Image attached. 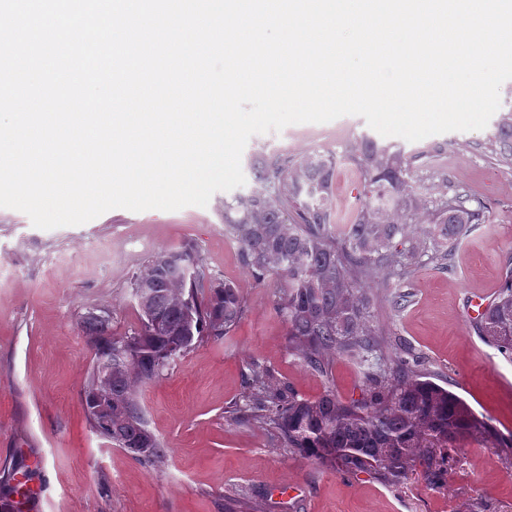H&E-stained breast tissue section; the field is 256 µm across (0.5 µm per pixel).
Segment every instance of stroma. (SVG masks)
<instances>
[{
    "label": "stroma",
    "instance_id": "1",
    "mask_svg": "<svg viewBox=\"0 0 512 512\" xmlns=\"http://www.w3.org/2000/svg\"><path fill=\"white\" fill-rule=\"evenodd\" d=\"M340 127L349 135L337 137ZM321 129L322 138L291 144L280 132L251 137L241 159L246 188L255 185L257 156L284 149L340 154L369 127L346 115ZM494 131L490 125L416 142L395 138V145L420 154L416 186L447 180L484 217L469 225L449 268L423 257L409 281L381 289L376 325L385 350L420 357L433 381L508 435L512 360L481 340L467 314L471 295L497 292L512 274V167L493 156ZM361 193L353 165L341 164L331 195L339 223L348 222ZM233 197L220 191L207 207L177 211L113 209L52 230L0 208V512L18 497L16 472L42 488L41 512H227L229 495L261 502L263 512H468L474 503L484 512H512L510 449L466 440L452 453L446 488L433 489L417 471L395 488L372 472L342 475L302 458L281 447L266 424L235 416L253 368L300 397L314 400L331 389L344 401L360 398L366 368L339 357L322 376L300 362L273 308L275 279H257L224 233V203ZM132 238L150 241L151 250L194 243L210 272L233 283L245 302L243 319L223 341L197 345L142 389L149 427L167 450L155 468L108 446L89 428L82 405L94 352L80 318L90 307H105L114 335L138 328L130 281L151 252L116 267L90 245Z\"/></svg>",
    "mask_w": 512,
    "mask_h": 512
}]
</instances>
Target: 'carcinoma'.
Returning a JSON list of instances; mask_svg holds the SVG:
<instances>
[{"label":"carcinoma","mask_w":512,"mask_h":512,"mask_svg":"<svg viewBox=\"0 0 512 512\" xmlns=\"http://www.w3.org/2000/svg\"><path fill=\"white\" fill-rule=\"evenodd\" d=\"M490 146L498 162L512 166V108L499 116ZM345 154L364 197L339 233L330 203L334 153L258 157V187L224 203V231L244 266L279 281L274 310L289 346L322 375L336 356L366 362L377 351V286L409 278L426 254L445 264L467 226L482 220L468 194L448 195L446 180L417 190L412 157L401 148L365 134ZM141 289V325L124 336L112 335L106 310L82 317L94 350L82 403L99 437L154 467L166 451L156 437L145 443L140 387L197 343L224 340L243 318L245 303L233 284L208 273L194 245L154 252L133 279L132 292ZM476 329L512 357V275ZM103 369L112 370V415L106 420L89 402ZM248 386L243 412L270 425L284 447L343 474L373 471L392 487L418 465L428 485L447 487L448 449L471 437L512 449V434H500L458 394L433 381L419 359L398 353L371 366L362 396L348 402L331 390L313 401L301 399L267 371H253Z\"/></svg>","instance_id":"carcinoma-1"}]
</instances>
